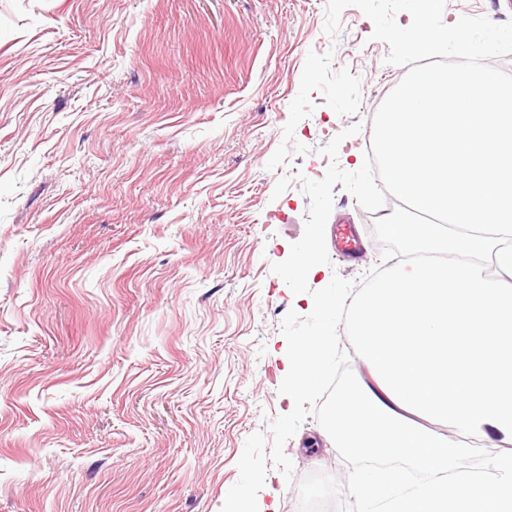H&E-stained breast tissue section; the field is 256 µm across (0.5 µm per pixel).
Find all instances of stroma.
<instances>
[{
  "label": "stroma",
  "instance_id": "stroma-1",
  "mask_svg": "<svg viewBox=\"0 0 512 512\" xmlns=\"http://www.w3.org/2000/svg\"><path fill=\"white\" fill-rule=\"evenodd\" d=\"M326 0H0V512H220L279 394L288 311L271 265L304 231L318 152L363 163L387 64L357 7ZM292 185L281 196V177ZM349 263L382 262L375 214L341 185ZM269 467L260 512H298L299 479L349 465L315 418Z\"/></svg>",
  "mask_w": 512,
  "mask_h": 512
}]
</instances>
